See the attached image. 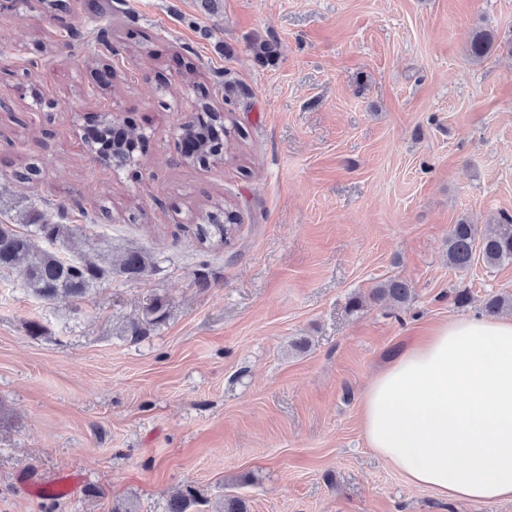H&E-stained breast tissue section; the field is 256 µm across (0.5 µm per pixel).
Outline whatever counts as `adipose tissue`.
I'll use <instances>...</instances> for the list:
<instances>
[{
	"label": "adipose tissue",
	"mask_w": 512,
	"mask_h": 512,
	"mask_svg": "<svg viewBox=\"0 0 512 512\" xmlns=\"http://www.w3.org/2000/svg\"><path fill=\"white\" fill-rule=\"evenodd\" d=\"M361 427L411 485L512 499V317L456 318L409 342L367 389Z\"/></svg>",
	"instance_id": "1"
}]
</instances>
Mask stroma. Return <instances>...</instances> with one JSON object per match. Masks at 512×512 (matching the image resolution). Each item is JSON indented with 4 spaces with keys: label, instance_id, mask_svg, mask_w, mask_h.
Segmentation results:
<instances>
[{
    "label": "stroma",
    "instance_id": "35a3bbf8",
    "mask_svg": "<svg viewBox=\"0 0 512 512\" xmlns=\"http://www.w3.org/2000/svg\"><path fill=\"white\" fill-rule=\"evenodd\" d=\"M67 3L58 24L35 0H0V224L76 225L90 247L157 266L78 301L0 272V512H165L189 485L198 512L227 495L249 512H512L408 484L360 422L403 345L512 294L511 263L446 256L459 219L512 215V0ZM479 29L497 47L475 63ZM106 62L114 86L94 90ZM205 90L230 145L186 165L178 123ZM108 112L146 131L138 165L85 150ZM29 164L38 175L19 179ZM217 200L240 223L211 250L194 224ZM393 277L413 300L369 302ZM54 482L67 499L36 496Z\"/></svg>",
    "mask_w": 512,
    "mask_h": 512
}]
</instances>
